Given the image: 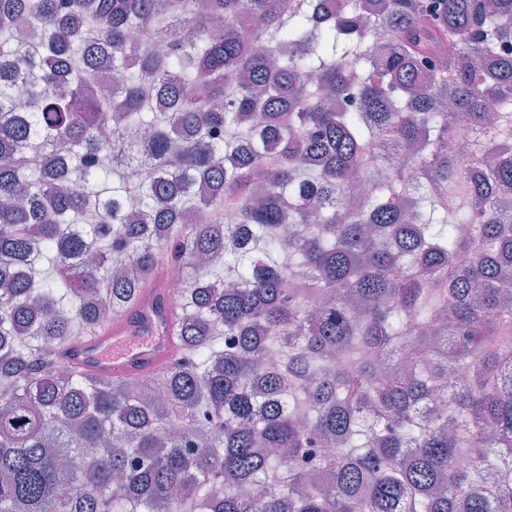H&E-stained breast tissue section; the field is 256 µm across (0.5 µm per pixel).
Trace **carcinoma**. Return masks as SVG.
<instances>
[{
    "mask_svg": "<svg viewBox=\"0 0 512 512\" xmlns=\"http://www.w3.org/2000/svg\"><path fill=\"white\" fill-rule=\"evenodd\" d=\"M511 45L512 0H0V512H512ZM166 268L169 369L58 359Z\"/></svg>",
    "mask_w": 512,
    "mask_h": 512,
    "instance_id": "1",
    "label": "carcinoma"
}]
</instances>
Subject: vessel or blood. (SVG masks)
I'll return each mask as SVG.
<instances>
[{
	"label": "vessel or blood",
	"instance_id": "1",
	"mask_svg": "<svg viewBox=\"0 0 512 512\" xmlns=\"http://www.w3.org/2000/svg\"><path fill=\"white\" fill-rule=\"evenodd\" d=\"M171 302L165 292L147 290L142 300L101 331L67 345L62 359L95 375L131 379L171 365L175 349L166 327Z\"/></svg>",
	"mask_w": 512,
	"mask_h": 512
}]
</instances>
